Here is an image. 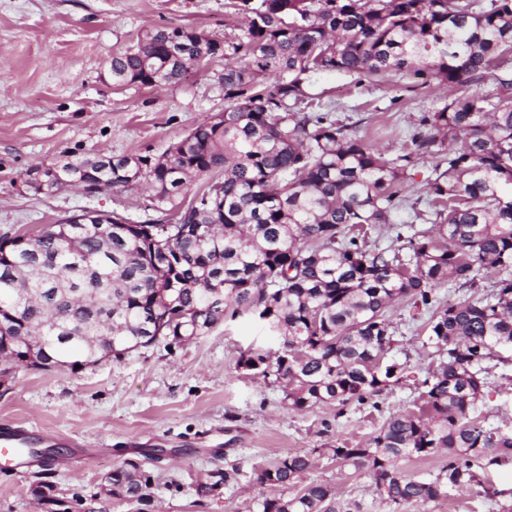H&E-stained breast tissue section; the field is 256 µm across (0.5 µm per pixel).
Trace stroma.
<instances>
[{
  "instance_id": "35a3bbf8",
  "label": "stroma",
  "mask_w": 512,
  "mask_h": 512,
  "mask_svg": "<svg viewBox=\"0 0 512 512\" xmlns=\"http://www.w3.org/2000/svg\"><path fill=\"white\" fill-rule=\"evenodd\" d=\"M169 25L193 26L224 41L240 37L241 19L224 0H0V235L31 233L86 210L141 224L159 218L148 187L86 195L69 187L51 196L24 189L25 172L43 163L104 152L161 155L170 144L224 110L223 59L192 66L174 86H113L112 54ZM312 111L332 110L373 145L394 152L422 113L443 107L448 92L406 76L360 81L343 73L312 78ZM393 356L402 380L379 408L319 404L297 411L280 383L239 366L244 351H276L242 313L192 342L159 341L121 358L77 370L14 366L0 377V431L25 426L45 440L46 463L0 469V512H260L266 497L258 470L289 453L314 458L304 482L331 484L361 512H389L367 473L333 460L341 443L366 444L389 414L415 410L436 363L425 349L419 309L396 301ZM491 376L474 417L512 425V363ZM119 466L148 477L151 501L137 508L106 495ZM239 468L238 484L210 495L197 488L216 468ZM51 485L53 503L32 495ZM397 512H498L478 488L452 489Z\"/></svg>"
}]
</instances>
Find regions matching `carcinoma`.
<instances>
[{"label": "carcinoma", "instance_id": "obj_1", "mask_svg": "<svg viewBox=\"0 0 512 512\" xmlns=\"http://www.w3.org/2000/svg\"><path fill=\"white\" fill-rule=\"evenodd\" d=\"M244 19L241 37L219 41L188 26L162 27L112 55L116 86L160 87L190 66L224 57V112L159 156L102 155L62 164L86 193L140 180L163 217L106 225L65 220L25 233L18 251L0 236V354L36 370L120 358L160 340L185 343L228 315L249 313L282 339L274 353L251 352L239 365L283 384L294 410L363 404L399 381L390 320L401 298L427 313L423 345L436 369L423 381L416 413L388 416L363 447L329 449L369 473L388 506L426 503L448 489L481 483L490 466L512 465V428L471 413L512 349V0H227ZM245 64H238V59ZM393 74L432 79L452 90L489 75L491 98L459 95L423 113L410 148L383 151L334 118L306 112L311 78ZM437 159L423 193L409 204L404 183L417 161ZM222 177L174 212L165 209L195 176ZM425 203L421 210L418 204ZM410 205L414 219L396 224ZM200 226L197 234L180 228ZM389 230L397 248L366 244ZM483 296L443 306V283ZM20 309L17 317L8 312ZM443 450L448 464L427 478L402 474L404 457ZM313 467L288 454L257 480L277 491L261 512H360L333 487L310 482ZM235 467L199 486L238 482ZM150 483L112 470V490L148 501Z\"/></svg>", "mask_w": 512, "mask_h": 512}]
</instances>
